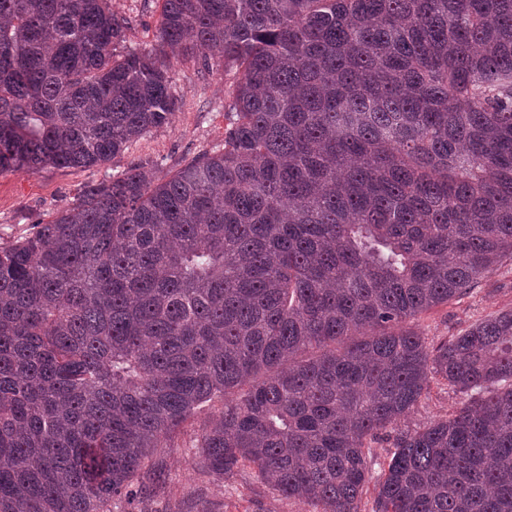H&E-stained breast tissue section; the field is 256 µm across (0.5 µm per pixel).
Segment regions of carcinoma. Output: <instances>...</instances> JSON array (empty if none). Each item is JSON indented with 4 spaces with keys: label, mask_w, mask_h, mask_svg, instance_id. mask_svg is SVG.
Returning <instances> with one entry per match:
<instances>
[{
    "label": "carcinoma",
    "mask_w": 512,
    "mask_h": 512,
    "mask_svg": "<svg viewBox=\"0 0 512 512\" xmlns=\"http://www.w3.org/2000/svg\"><path fill=\"white\" fill-rule=\"evenodd\" d=\"M0 0V173L108 162L235 71L224 149L108 175L0 246V512H112L193 463L313 512H512V311L403 323L512 254V0ZM438 380L477 394L397 427ZM392 451L372 477L369 441ZM130 21L118 51L150 50L157 42L161 0H112V13Z\"/></svg>",
    "instance_id": "cac0c4a2"
}]
</instances>
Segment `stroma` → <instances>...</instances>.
<instances>
[{
    "label": "stroma",
    "instance_id": "stroma-1",
    "mask_svg": "<svg viewBox=\"0 0 512 512\" xmlns=\"http://www.w3.org/2000/svg\"><path fill=\"white\" fill-rule=\"evenodd\" d=\"M112 10L128 19L121 49L143 51L157 42L161 0H112ZM180 106L171 122L133 141L106 164L87 169L52 168L31 173L20 170L0 174V244L32 232L52 220L55 212L70 206L82 191L106 174L131 165H157L159 177L177 172L199 155L224 145V102L233 90L232 77L219 59L172 61L170 68ZM512 310V256H506L493 273L470 291L448 304L415 319L410 327L428 346L463 333L475 323L502 311ZM467 401L466 395L444 382L432 381L418 405L404 419L416 428L448 417ZM199 412L187 423L173 447L159 449L154 458L164 481L154 498L144 503L145 512H309L307 505L279 497L244 467L225 480L209 475L191 462V440L206 421Z\"/></svg>",
    "mask_w": 512,
    "mask_h": 512
}]
</instances>
